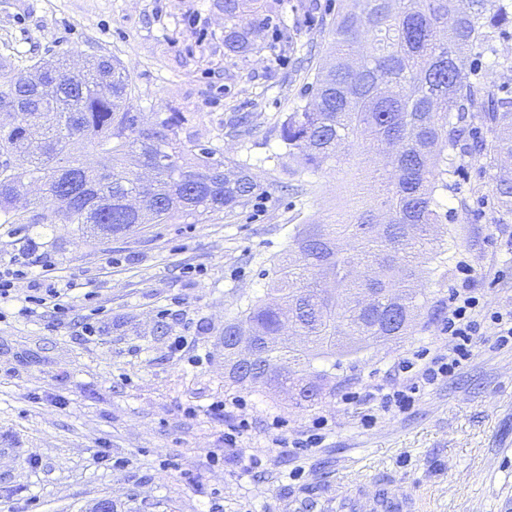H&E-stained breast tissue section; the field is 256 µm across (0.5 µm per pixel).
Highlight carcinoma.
<instances>
[{
    "mask_svg": "<svg viewBox=\"0 0 512 512\" xmlns=\"http://www.w3.org/2000/svg\"><path fill=\"white\" fill-rule=\"evenodd\" d=\"M259 0H224V47L253 45ZM512 24V0H349L331 22L329 61L306 87L309 101L288 113L280 137L288 157L304 170L340 160L354 143L386 159L379 169L376 207L334 223L305 224L288 236L287 253L273 262L272 285L299 311L295 335L283 336L277 304L250 300L225 322L224 335L248 328L258 336L250 378L233 374L229 386L288 390L315 359L336 369V356L375 348L411 335L425 303L418 276L430 261L444 263L437 193L448 189L458 162L473 149L492 172V191L512 214V51L498 42ZM484 59L469 62L472 53ZM129 77L120 64L89 58L71 71L64 55L24 68L0 62V104L19 106L0 125V211L21 220L25 179L41 180L45 199L73 194L71 205L32 215V224H81L118 233L137 224H167L177 216L200 219L246 210L265 189L249 169L222 164L206 148L172 166L170 131L163 120L138 126L127 110ZM488 138L471 146L473 120ZM80 141L101 147L102 169L63 158ZM25 154L30 168L12 159ZM138 198L137 209L127 201ZM371 289L404 301L364 308Z\"/></svg>",
    "mask_w": 512,
    "mask_h": 512,
    "instance_id": "cac0c4a2",
    "label": "carcinoma"
}]
</instances>
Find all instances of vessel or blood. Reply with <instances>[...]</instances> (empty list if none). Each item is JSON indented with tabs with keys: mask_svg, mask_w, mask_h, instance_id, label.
<instances>
[{
	"mask_svg": "<svg viewBox=\"0 0 512 512\" xmlns=\"http://www.w3.org/2000/svg\"><path fill=\"white\" fill-rule=\"evenodd\" d=\"M289 512H412V500L395 492L385 477L366 481L360 471L351 470L335 483L318 490H304L288 504Z\"/></svg>",
	"mask_w": 512,
	"mask_h": 512,
	"instance_id": "1",
	"label": "vessel or blood"
}]
</instances>
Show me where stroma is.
<instances>
[{
  "instance_id": "35a3bbf8",
  "label": "stroma",
  "mask_w": 512,
  "mask_h": 512,
  "mask_svg": "<svg viewBox=\"0 0 512 512\" xmlns=\"http://www.w3.org/2000/svg\"><path fill=\"white\" fill-rule=\"evenodd\" d=\"M342 3L273 0L252 50L233 55L222 0H0V59L64 53L77 68L91 55L116 59L141 125L171 119L179 151L207 147L215 160L250 167L266 189L240 214L107 237L0 222V261L31 251L81 285L57 327L22 314L26 283L0 305V512H284L304 486L350 469L389 475L418 512H512V350L498 347L492 326L455 374L375 427L360 424L365 404L343 401L405 357L442 352L461 268L486 310L512 307V216L496 210L492 182L471 160L444 197L448 272L426 274L413 335L342 358L313 405L241 390L251 424L242 448L225 447L223 424L206 412L230 391L224 323L266 295L293 228L334 222L369 197L378 161L360 147L301 170L280 138ZM240 112L252 116L244 133L229 122ZM95 303L106 316L86 340L80 325ZM177 336L187 356L172 350ZM191 354L203 364H188ZM317 415L328 421L323 447L294 448ZM276 417L282 429L272 428Z\"/></svg>"
}]
</instances>
